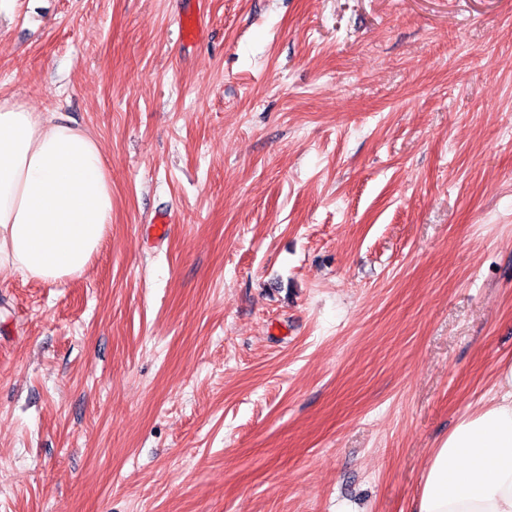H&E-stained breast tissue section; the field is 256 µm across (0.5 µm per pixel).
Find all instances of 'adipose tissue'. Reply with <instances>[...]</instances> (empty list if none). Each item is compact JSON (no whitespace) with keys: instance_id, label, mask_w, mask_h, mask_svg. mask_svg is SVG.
Wrapping results in <instances>:
<instances>
[{"instance_id":"obj_1","label":"adipose tissue","mask_w":512,"mask_h":512,"mask_svg":"<svg viewBox=\"0 0 512 512\" xmlns=\"http://www.w3.org/2000/svg\"><path fill=\"white\" fill-rule=\"evenodd\" d=\"M111 222L98 139L0 94V270L46 284L81 277ZM496 387L433 449L413 512H512V364Z\"/></svg>"}]
</instances>
